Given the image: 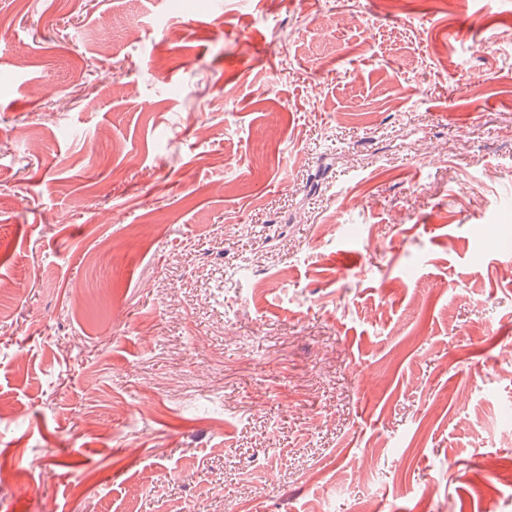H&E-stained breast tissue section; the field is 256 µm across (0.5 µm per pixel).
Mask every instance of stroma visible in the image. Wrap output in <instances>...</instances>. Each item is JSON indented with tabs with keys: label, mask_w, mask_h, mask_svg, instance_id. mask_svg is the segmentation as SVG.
<instances>
[{
	"label": "stroma",
	"mask_w": 512,
	"mask_h": 512,
	"mask_svg": "<svg viewBox=\"0 0 512 512\" xmlns=\"http://www.w3.org/2000/svg\"><path fill=\"white\" fill-rule=\"evenodd\" d=\"M7 9L0 512H512V0Z\"/></svg>",
	"instance_id": "stroma-1"
}]
</instances>
